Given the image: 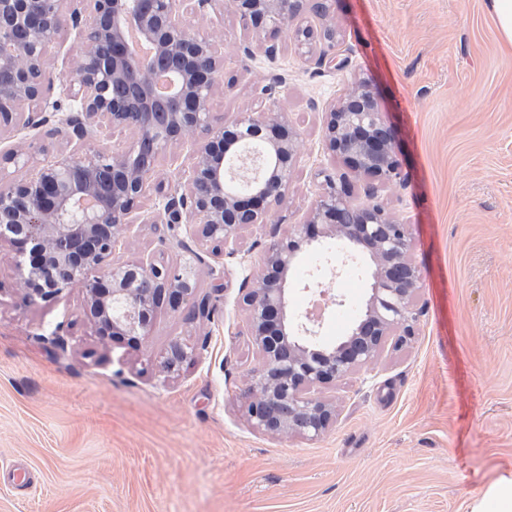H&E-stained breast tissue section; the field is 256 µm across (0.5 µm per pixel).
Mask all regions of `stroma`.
I'll return each instance as SVG.
<instances>
[{
  "mask_svg": "<svg viewBox=\"0 0 512 512\" xmlns=\"http://www.w3.org/2000/svg\"><path fill=\"white\" fill-rule=\"evenodd\" d=\"M487 0H334L305 24L336 26L335 66L301 56L293 27L275 57L242 58L232 8L194 22L219 31L224 77L214 122L257 108L255 89L276 84L299 139L288 199L270 224L245 230L235 257L195 272L211 318L190 304L157 309L139 345L96 336L81 289L29 301L9 244L0 245V512H473L512 479V51ZM369 79L392 126L404 181L380 202L409 224L421 283L416 334L389 337L374 370L322 389L336 421L317 440L254 430L248 373L260 357L242 303L267 245L302 223L340 171L321 137L322 105L350 77ZM29 146L4 170L33 174L66 144L51 126L0 132V147ZM157 200L118 243L114 262L182 263V228L153 221ZM223 291H216V284ZM345 305L327 315L333 342L361 314L369 278L328 281ZM63 325L68 345L50 336ZM197 353L178 373L161 362L173 341ZM29 470L23 491L6 466Z\"/></svg>",
  "mask_w": 512,
  "mask_h": 512,
  "instance_id": "35a3bbf8",
  "label": "stroma"
}]
</instances>
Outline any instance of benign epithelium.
I'll use <instances>...</instances> for the list:
<instances>
[{
    "label": "benign epithelium",
    "mask_w": 512,
    "mask_h": 512,
    "mask_svg": "<svg viewBox=\"0 0 512 512\" xmlns=\"http://www.w3.org/2000/svg\"><path fill=\"white\" fill-rule=\"evenodd\" d=\"M63 0H0V131L23 121L38 129L55 121L54 133L75 145L27 178L0 183V241L15 249L26 298L51 301L79 287L87 315L102 337L148 335L154 309L166 304L178 311L194 298L193 314L209 318L210 297H195L194 268L206 263L190 252L179 265L152 260L114 264L110 257L140 219L142 200L156 192L155 222L182 224L202 247L222 243L236 255L240 233L269 223L287 200L297 151V134L288 113L269 106L241 112L215 124L210 100L223 82L224 57L217 41L197 32L190 17L229 3L248 38L240 46L252 57H272L284 26L295 23V43L321 65L336 60V28L317 30L300 21L304 0H79L70 22L76 49L70 64L67 112L50 101L54 76L49 48L62 27ZM18 28L27 32L16 40ZM175 59L172 70L159 61ZM165 89L156 87L158 75ZM125 83L131 93L112 96V85ZM163 110L169 123L154 122ZM323 144L354 174L368 176L370 202L349 204L344 175L320 171L324 188L307 222L286 240L265 250L256 286L243 297L260 363L248 376L251 426L269 434L297 433L313 440L336 420V406L316 395L326 385L370 369L392 333L399 342L415 334L413 294L420 273L409 260V225L394 219L376 201L378 188L401 181L394 134L370 82L353 76L345 93L323 109ZM133 133L118 152L97 145L102 124ZM155 153L182 143L192 147L191 163L175 190L155 181L156 159L140 161L144 141ZM336 241L330 276L366 258L370 294L360 321L341 341L316 345L319 322L308 313L288 311V273L304 246L318 237ZM196 349L171 344L164 368L173 372Z\"/></svg>",
    "instance_id": "1"
}]
</instances>
